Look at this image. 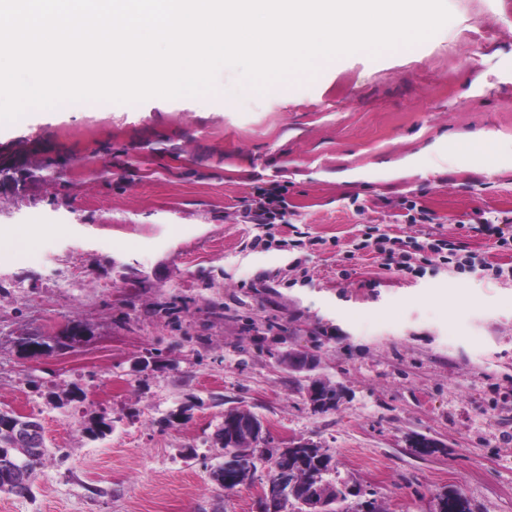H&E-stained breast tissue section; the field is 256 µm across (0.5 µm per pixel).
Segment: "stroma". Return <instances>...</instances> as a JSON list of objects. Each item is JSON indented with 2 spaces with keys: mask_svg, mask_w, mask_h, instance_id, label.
Listing matches in <instances>:
<instances>
[{
  "mask_svg": "<svg viewBox=\"0 0 512 512\" xmlns=\"http://www.w3.org/2000/svg\"><path fill=\"white\" fill-rule=\"evenodd\" d=\"M413 53L352 55L289 96L219 71L225 102L154 97L28 113L0 134V413L37 421L50 453L0 512H256L210 470L244 407L274 446L305 440L385 512H512V0H446ZM491 133L494 157L440 154ZM286 187L282 221L250 205ZM445 239L475 254L428 256ZM406 260L396 270L395 255ZM78 323L79 348L22 340ZM288 352L316 357L292 371ZM340 384L314 412L309 375ZM112 432L91 439L94 421ZM442 442L429 457L408 439Z\"/></svg>",
  "mask_w": 512,
  "mask_h": 512,
  "instance_id": "stroma-1",
  "label": "stroma"
}]
</instances>
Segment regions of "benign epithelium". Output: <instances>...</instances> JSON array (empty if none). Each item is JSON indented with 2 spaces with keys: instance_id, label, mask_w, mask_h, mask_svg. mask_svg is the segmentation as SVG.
<instances>
[{
  "instance_id": "1",
  "label": "benign epithelium",
  "mask_w": 512,
  "mask_h": 512,
  "mask_svg": "<svg viewBox=\"0 0 512 512\" xmlns=\"http://www.w3.org/2000/svg\"><path fill=\"white\" fill-rule=\"evenodd\" d=\"M280 364L289 370L311 371L316 368L317 359L290 352L282 356ZM308 396L314 410L327 411L339 405L343 390L337 383L313 377L310 379ZM221 428L224 429L221 441L230 452L224 453V462L212 468L211 477L240 486L257 484L259 512H281L282 506L290 498L298 505L300 512H379V502L367 497L357 484L343 485L342 494L334 500L329 498L328 490L335 486V482L329 479L328 470H321L312 486H301L291 481L290 475L294 471L291 463L302 464L304 455L314 450V446L306 442H291L276 455L277 459L287 462L286 466L277 469L276 475H257L254 464L267 460L269 431L264 422L250 411L233 409L224 412ZM0 429L15 439L32 431L28 423L13 417L1 423ZM409 447L416 454L428 455L436 453L444 444L434 438L416 436L410 441Z\"/></svg>"
}]
</instances>
